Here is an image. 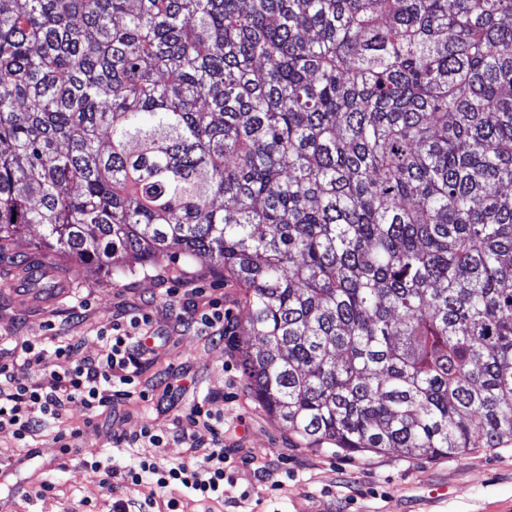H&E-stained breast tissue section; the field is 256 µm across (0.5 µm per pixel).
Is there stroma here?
Instances as JSON below:
<instances>
[{"label": "stroma", "instance_id": "stroma-1", "mask_svg": "<svg viewBox=\"0 0 512 512\" xmlns=\"http://www.w3.org/2000/svg\"><path fill=\"white\" fill-rule=\"evenodd\" d=\"M39 226L5 245L10 263H0V334L78 336V357L95 356L97 332L127 313L149 314L155 352L138 378L139 396L116 404L111 416L83 425L73 406L68 426L80 427L82 448L111 455L116 467L139 458L181 460L186 445L179 423L196 404L224 418L229 446L224 499L200 505L184 489L174 490L185 512H504L512 504V446L471 451L457 457L409 456L398 450L348 456L332 448H308L258 404L243 367L242 350L254 344L247 327L244 290L206 256L164 253L148 264L117 270L76 267L51 257L58 288L42 293L21 275L22 260L35 252ZM176 296H167V289ZM224 304L230 329L210 336L193 325L209 301ZM150 426L163 436L159 447L127 450L115 438ZM54 431L23 448L11 429L0 431V468L15 471L33 451L55 489L46 498L0 489L6 512H110L113 501L142 500L150 485L133 489L89 475L75 460H63Z\"/></svg>", "mask_w": 512, "mask_h": 512}]
</instances>
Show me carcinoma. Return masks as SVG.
Masks as SVG:
<instances>
[{"instance_id":"cac0c4a2","label":"carcinoma","mask_w":512,"mask_h":512,"mask_svg":"<svg viewBox=\"0 0 512 512\" xmlns=\"http://www.w3.org/2000/svg\"><path fill=\"white\" fill-rule=\"evenodd\" d=\"M244 288L308 448L512 444V0H0V243Z\"/></svg>"}]
</instances>
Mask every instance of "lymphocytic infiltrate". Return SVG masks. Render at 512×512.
Returning <instances> with one entry per match:
<instances>
[{
	"label": "lymphocytic infiltrate",
	"mask_w": 512,
	"mask_h": 512,
	"mask_svg": "<svg viewBox=\"0 0 512 512\" xmlns=\"http://www.w3.org/2000/svg\"><path fill=\"white\" fill-rule=\"evenodd\" d=\"M149 317L133 314L128 320H115L97 334L100 350L96 357L71 362L80 342L72 337H57L56 365L43 361L39 342L18 336L14 343L33 376L16 375L11 362L0 359V429H12L18 441H26L45 424L64 421L72 404H81L88 418H96L111 409L113 403L133 394V385L144 362L153 353L149 345ZM180 438L188 446L187 460L169 462L158 458L141 459L137 465L115 468L106 454L81 455L77 445L79 429H63L56 440L62 454L74 455L93 476L120 481L124 486L151 483L144 501L121 504L120 512H147L162 506L163 512H182L176 488L189 490L198 500L224 498V421L210 410L197 405L185 416Z\"/></svg>",
	"instance_id": "obj_1"
}]
</instances>
